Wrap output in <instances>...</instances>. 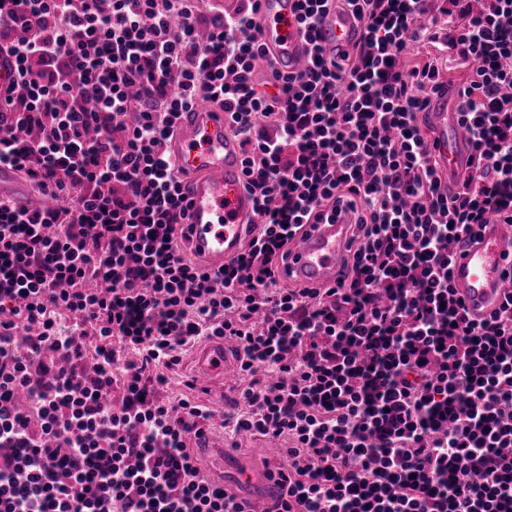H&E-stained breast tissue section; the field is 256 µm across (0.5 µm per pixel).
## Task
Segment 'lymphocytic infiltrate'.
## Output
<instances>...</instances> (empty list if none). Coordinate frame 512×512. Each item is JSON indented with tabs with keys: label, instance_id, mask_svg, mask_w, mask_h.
I'll return each mask as SVG.
<instances>
[{
	"label": "lymphocytic infiltrate",
	"instance_id": "f902f5d3",
	"mask_svg": "<svg viewBox=\"0 0 512 512\" xmlns=\"http://www.w3.org/2000/svg\"><path fill=\"white\" fill-rule=\"evenodd\" d=\"M0 0V512H241L192 451L215 415L165 399L201 339L235 345L229 437L284 441L265 512H512V291L469 317L453 246L512 224V0H452L471 144L452 183L423 114L444 91L435 0H296L303 69L273 76L261 0ZM363 28L325 53L329 9ZM229 116L256 218L217 271L189 254L168 151ZM350 212L345 275L290 286L306 225ZM437 59L439 68V79L445 83H449L451 88H460L469 80L471 70L461 68L456 65V62H446V55L440 53L430 44L424 43L419 45L415 50L405 59V66L407 69L414 67H421L425 62L434 61ZM10 195L17 207L28 205L32 200L31 195L17 184L16 174L6 165L0 166V196Z\"/></svg>",
	"mask_w": 512,
	"mask_h": 512
}]
</instances>
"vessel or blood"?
<instances>
[{"label": "vessel or blood", "mask_w": 512, "mask_h": 512, "mask_svg": "<svg viewBox=\"0 0 512 512\" xmlns=\"http://www.w3.org/2000/svg\"><path fill=\"white\" fill-rule=\"evenodd\" d=\"M263 39L275 48V70L285 73L299 68L306 59L299 34L294 0H262ZM360 36L350 14L332 11L318 27V42L334 52ZM431 139L440 144L448 158L449 171H468V139L459 114L448 104L447 94L430 99L426 110ZM184 172L182 193L188 207L186 232L192 248L200 250L208 268L216 270L236 256L249 223L255 216V199L245 189L242 155L237 140L228 130L226 114L218 109L198 108L185 113L169 144ZM10 196L16 206L29 204L31 197L18 185L16 174L0 166V196ZM351 234L348 214H338L327 224H310L305 236L292 247L283 267L291 282L311 287L335 286ZM512 271V226L491 222L473 236H462L453 249L452 285L468 311L487 314L502 300L501 286ZM199 381H229L235 366L224 343H208L195 355ZM224 468L230 469L238 486L274 499L279 492L278 476L237 461L231 448L212 449Z\"/></svg>", "instance_id": "b4317fda"}]
</instances>
